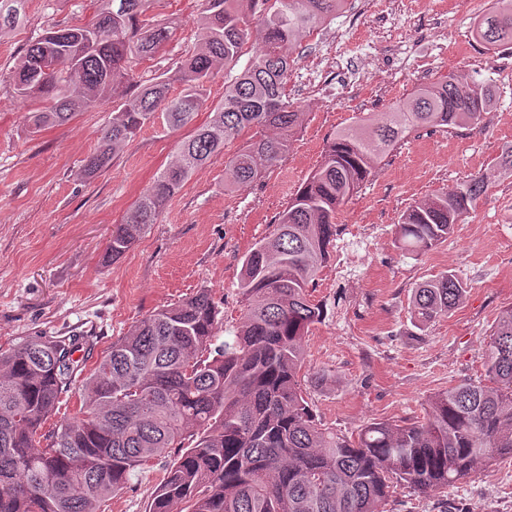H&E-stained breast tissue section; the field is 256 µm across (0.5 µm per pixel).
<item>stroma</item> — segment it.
I'll return each instance as SVG.
<instances>
[{
  "label": "stroma",
  "mask_w": 512,
  "mask_h": 512,
  "mask_svg": "<svg viewBox=\"0 0 512 512\" xmlns=\"http://www.w3.org/2000/svg\"><path fill=\"white\" fill-rule=\"evenodd\" d=\"M398 8L361 13L358 0L324 27L338 33L336 69L309 67L320 44L301 37L289 55V101L303 113L286 157L248 187L225 188L227 157L247 138L228 143L166 203L155 224L119 259L104 261L112 227L171 160L187 129L145 126L109 166L83 173L101 130L120 99L70 123L28 134L32 102L18 103L0 85V351L31 336H80L94 368L112 342L157 308L211 289L221 335L241 321L238 288L253 244L271 236L279 215L342 127L382 114L419 86L452 74L488 83L492 112L466 128H418L386 155L336 216L337 235L312 293L326 315L305 339L303 387L317 420L349 435L374 421L421 419L427 398L462 380L484 377L482 352L502 310L512 306V175L495 172L512 146V49L475 40L474 21L492 0H398ZM199 0H155L149 15L173 34L136 70L137 82L170 79L176 62L200 40ZM25 20L0 40V75L8 74L31 36L80 26L90 0H27ZM362 79L365 94L349 81ZM491 183L447 240L407 252L397 242L401 215L472 175ZM468 286L448 316L417 326L415 288L441 271ZM160 469L132 477L98 512H148ZM386 512H512V458L493 462L440 494L394 484Z\"/></svg>",
  "instance_id": "1"
}]
</instances>
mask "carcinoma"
Segmentation results:
<instances>
[{
	"mask_svg": "<svg viewBox=\"0 0 512 512\" xmlns=\"http://www.w3.org/2000/svg\"><path fill=\"white\" fill-rule=\"evenodd\" d=\"M25 2L0 0V38L17 28ZM150 2L93 0L92 24L29 39L8 77L20 99L44 96L43 109L28 115L34 133L125 96L84 164L93 176L144 126L190 124L214 72L238 61L260 31V48L225 83L210 121L178 143L176 161L113 225L105 248L112 260L242 131L253 134L226 162L230 186L245 188L281 161L302 115L284 100L288 47L347 0H202L200 47L176 64V97L165 80L127 92L134 66L172 35L146 17ZM475 32L489 50L512 48V0H497ZM493 105L490 87L449 74L418 88L385 120L362 118L337 131L276 232L246 256V312L232 338L220 339L218 306L202 288L112 342L87 377L71 336H35L1 351L0 512H96L166 456L148 512H175L180 503L187 512H384L393 477L419 493H441L512 457V307L489 335L491 385L462 382L438 392L415 422H371L355 437L340 435L317 423L300 378L305 336L324 316L310 288L335 240L339 208L413 129L477 125ZM488 186L479 173L412 206L397 225L402 249L447 240ZM466 293L453 271L441 272L414 289V318L425 325L446 317ZM74 385L83 395L80 416L43 431Z\"/></svg>",
	"mask_w": 512,
	"mask_h": 512,
	"instance_id": "cac0c4a2",
	"label": "carcinoma"
}]
</instances>
